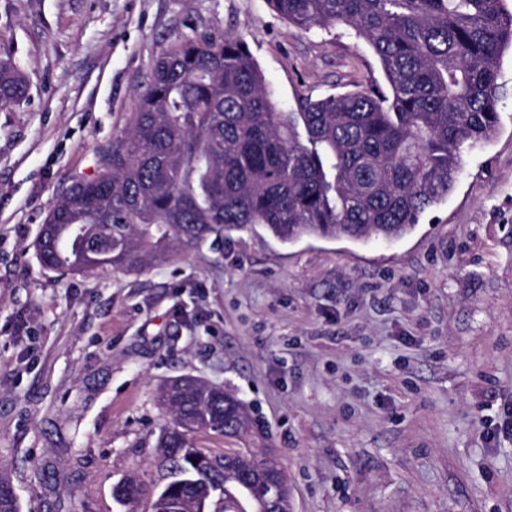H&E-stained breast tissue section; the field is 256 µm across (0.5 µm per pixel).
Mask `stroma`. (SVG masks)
<instances>
[{"label": "stroma", "instance_id": "obj_1", "mask_svg": "<svg viewBox=\"0 0 512 512\" xmlns=\"http://www.w3.org/2000/svg\"><path fill=\"white\" fill-rule=\"evenodd\" d=\"M214 30L286 112L385 82L350 27L301 30L267 0H0L28 83L0 108V471L21 512H151L113 488L167 483L156 392L187 374L249 406L292 512H512L511 52L495 135L400 240L259 228L137 274L40 265L49 209L97 174L157 60Z\"/></svg>", "mask_w": 512, "mask_h": 512}]
</instances>
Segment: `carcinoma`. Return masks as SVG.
<instances>
[{
  "mask_svg": "<svg viewBox=\"0 0 512 512\" xmlns=\"http://www.w3.org/2000/svg\"><path fill=\"white\" fill-rule=\"evenodd\" d=\"M301 29L345 24L365 41L388 91L365 89L302 98L278 108L248 44L232 34L184 38L155 64L126 134L98 174L75 182L49 210L52 236L35 251L48 269L90 275L143 271L170 244L183 250L261 226L283 244L345 236L398 240L448 199L460 150L490 139L499 123L498 64L512 49L504 0H267ZM27 82L0 55V105L26 99ZM158 405L173 422L157 448L173 480L152 512H245L238 479L275 470L283 499L288 478L271 455H212L188 441L198 430L240 436L248 407L203 381L162 385ZM12 481L0 474V512H20ZM142 495L119 482L123 505Z\"/></svg>",
  "mask_w": 512,
  "mask_h": 512,
  "instance_id": "obj_1",
  "label": "carcinoma"
}]
</instances>
